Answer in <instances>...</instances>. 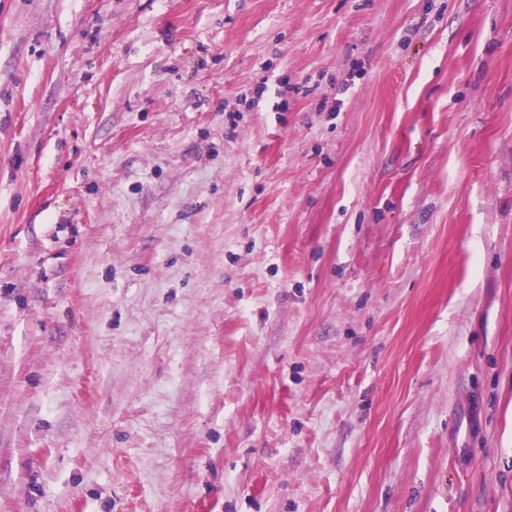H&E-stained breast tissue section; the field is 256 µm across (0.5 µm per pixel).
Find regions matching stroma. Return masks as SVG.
<instances>
[{"label": "stroma", "instance_id": "obj_1", "mask_svg": "<svg viewBox=\"0 0 512 512\" xmlns=\"http://www.w3.org/2000/svg\"><path fill=\"white\" fill-rule=\"evenodd\" d=\"M0 512H512V0H0Z\"/></svg>", "mask_w": 512, "mask_h": 512}]
</instances>
